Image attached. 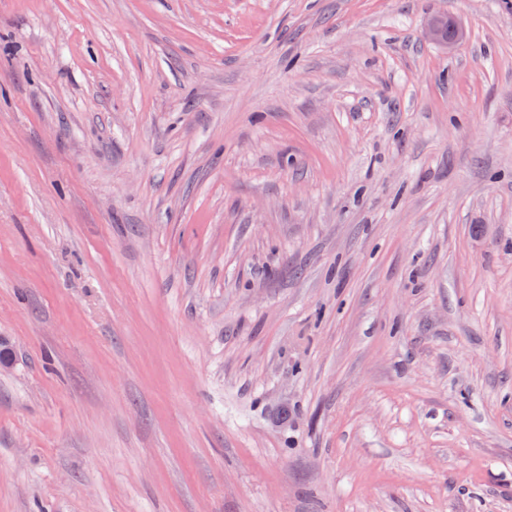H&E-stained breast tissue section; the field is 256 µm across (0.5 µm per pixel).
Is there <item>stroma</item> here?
Wrapping results in <instances>:
<instances>
[{"mask_svg":"<svg viewBox=\"0 0 512 512\" xmlns=\"http://www.w3.org/2000/svg\"><path fill=\"white\" fill-rule=\"evenodd\" d=\"M0 348V512H512V0H0ZM452 33L448 35V15L436 16L426 25L425 37L444 46L445 49H454L465 38V31L459 26H455L450 21Z\"/></svg>","mask_w":512,"mask_h":512,"instance_id":"obj_1","label":"stroma"}]
</instances>
